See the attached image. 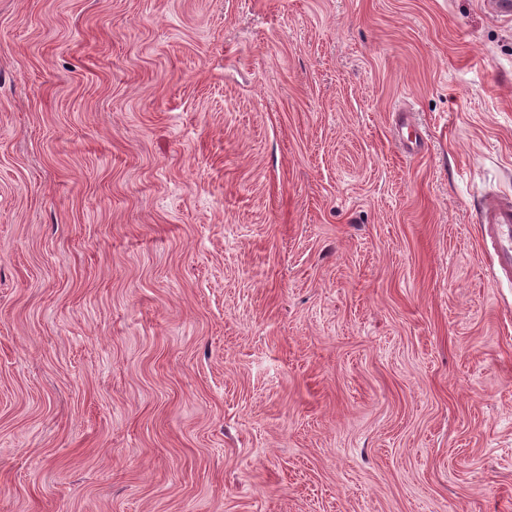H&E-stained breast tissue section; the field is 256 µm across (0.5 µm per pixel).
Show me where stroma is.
Wrapping results in <instances>:
<instances>
[{
  "mask_svg": "<svg viewBox=\"0 0 512 512\" xmlns=\"http://www.w3.org/2000/svg\"><path fill=\"white\" fill-rule=\"evenodd\" d=\"M490 192L485 0H0V512H512Z\"/></svg>",
  "mask_w": 512,
  "mask_h": 512,
  "instance_id": "1",
  "label": "stroma"
}]
</instances>
